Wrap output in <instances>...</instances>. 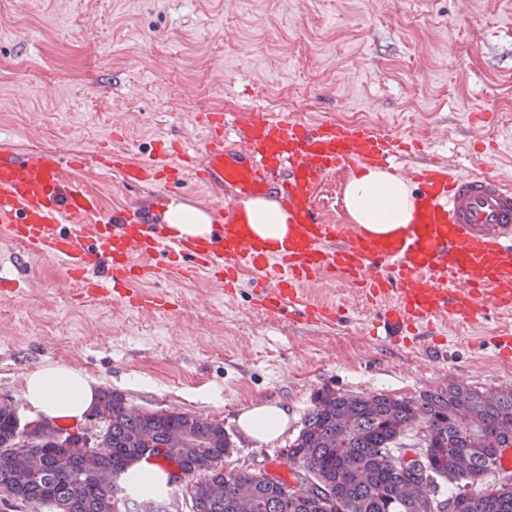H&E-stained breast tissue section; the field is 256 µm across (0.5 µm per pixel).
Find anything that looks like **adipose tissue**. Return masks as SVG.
Wrapping results in <instances>:
<instances>
[{
    "instance_id": "adipose-tissue-1",
    "label": "adipose tissue",
    "mask_w": 512,
    "mask_h": 512,
    "mask_svg": "<svg viewBox=\"0 0 512 512\" xmlns=\"http://www.w3.org/2000/svg\"><path fill=\"white\" fill-rule=\"evenodd\" d=\"M351 219L367 233L389 236L409 224L415 214V196L409 183L389 171L365 166L351 175L344 190ZM253 232L272 240L288 232L289 215L278 203L255 198L245 204ZM164 219L179 236H201L211 229L210 216L199 209L171 202ZM24 398L32 418L82 420L99 399L97 383L66 365L49 364L25 378ZM288 411L278 402H259L242 409L236 418L239 432L253 444H269L288 429Z\"/></svg>"
}]
</instances>
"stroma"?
<instances>
[{
	"label": "stroma",
	"mask_w": 512,
	"mask_h": 512,
	"mask_svg": "<svg viewBox=\"0 0 512 512\" xmlns=\"http://www.w3.org/2000/svg\"><path fill=\"white\" fill-rule=\"evenodd\" d=\"M249 106L367 124L420 140L423 158L512 183V0H0V145L69 155L108 141L134 160L159 138L201 150V114L232 123ZM80 177L107 214L148 196L114 173ZM23 277L18 295L0 297V398L27 416L26 375L66 364L130 406L221 423L232 473L291 478L280 451L326 387L407 398L512 388L497 340L512 318L448 331L431 351L371 336L379 308L337 282L308 285L341 311L312 325L258 311L249 272L231 295L205 279L142 281L175 296L165 317L86 300L52 261ZM273 400L288 431L253 447L235 419Z\"/></svg>",
	"instance_id": "35a3bbf8"
}]
</instances>
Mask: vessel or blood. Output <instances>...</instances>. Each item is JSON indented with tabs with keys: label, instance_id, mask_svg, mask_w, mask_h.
Listing matches in <instances>:
<instances>
[{
	"label": "vessel or blood",
	"instance_id": "vessel-or-blood-1",
	"mask_svg": "<svg viewBox=\"0 0 512 512\" xmlns=\"http://www.w3.org/2000/svg\"><path fill=\"white\" fill-rule=\"evenodd\" d=\"M203 123L210 143L203 160L183 146L160 143L152 157L134 161L109 149L86 156L55 151L22 154L0 148V237L29 259L58 262L79 280L87 299L129 286L123 301L166 313L167 292L138 290L147 278L206 276L237 286L240 270L257 274L254 291L262 309L331 322L336 309L310 300L306 285L330 279L388 307L373 325L388 341L432 340V324H472L487 310L512 312V186L442 163H425L410 174L416 211L392 237L337 224L322 215L316 190L324 179L362 164L391 167L408 148L368 127H339L275 119L252 110L232 143L224 141V115ZM194 166L205 186L231 188L232 203L209 206L206 237L169 234L156 219L163 202L186 199L171 156ZM92 165L118 174L123 186H158L148 207L100 218V201L73 178ZM276 194L288 209V234L273 244L256 236L244 218L245 201ZM162 256L164 265L153 262Z\"/></svg>",
	"mask_w": 512,
	"mask_h": 512
}]
</instances>
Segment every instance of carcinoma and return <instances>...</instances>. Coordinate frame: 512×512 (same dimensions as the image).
I'll return each mask as SVG.
<instances>
[{"label": "carcinoma", "mask_w": 512, "mask_h": 512, "mask_svg": "<svg viewBox=\"0 0 512 512\" xmlns=\"http://www.w3.org/2000/svg\"><path fill=\"white\" fill-rule=\"evenodd\" d=\"M446 390L445 397L427 398L415 411L403 398L380 394L376 405H365L359 397L326 387L314 396L313 407L284 457L290 466L330 487L341 512H419L414 498L396 496L397 485L412 476L400 469L394 457L405 434L429 422L434 461L459 452L472 457L469 472L461 478L446 471L435 472L437 479L479 487L473 493L453 495L459 501L458 512H512V481L489 482L502 448H512V398L485 401L480 391L453 384ZM101 396L112 403V421L104 431V453L88 456L46 441L34 449L37 467L27 477L18 478L0 468V498L65 502L66 512H122L115 504L122 490L135 488L128 470L141 460V445L148 441L158 462L178 460L187 483L192 485L198 512H243L234 496L236 481L253 482L264 505L261 512H325L313 498H284L280 487L252 472H225L224 457L230 453V443L221 424H198L189 414L176 412L125 416L121 413V394L104 391ZM463 406L477 411L482 421L477 437L485 447H469L461 440L458 427L448 421ZM341 407L350 411L352 424L337 442L331 430ZM180 428L195 432L203 447H166L165 435ZM14 437V419L0 413V447L12 445ZM101 467L111 468L119 477L110 491L94 481V471Z\"/></svg>", "instance_id": "carcinoma-1"}]
</instances>
